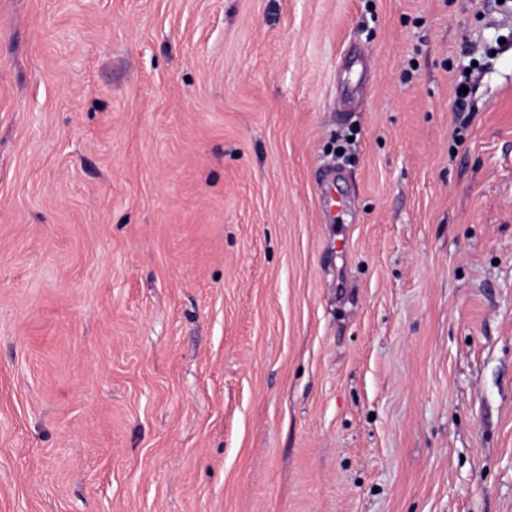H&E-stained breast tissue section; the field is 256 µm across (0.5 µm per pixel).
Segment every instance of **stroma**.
Here are the masks:
<instances>
[{
	"label": "stroma",
	"instance_id": "1",
	"mask_svg": "<svg viewBox=\"0 0 512 512\" xmlns=\"http://www.w3.org/2000/svg\"><path fill=\"white\" fill-rule=\"evenodd\" d=\"M0 512H512V0H0Z\"/></svg>",
	"mask_w": 512,
	"mask_h": 512
}]
</instances>
